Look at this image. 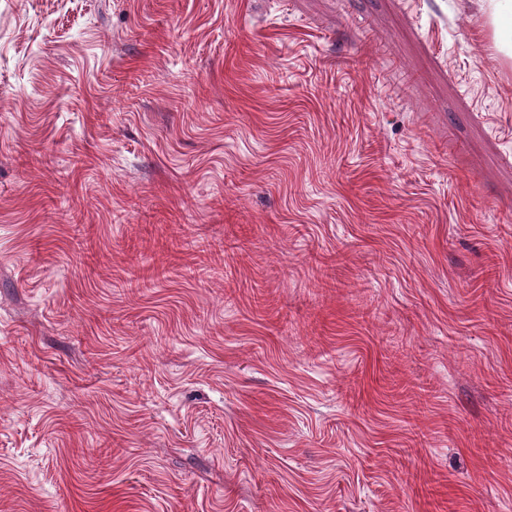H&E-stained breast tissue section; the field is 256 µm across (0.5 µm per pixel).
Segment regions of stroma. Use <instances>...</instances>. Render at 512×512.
<instances>
[{
  "instance_id": "1",
  "label": "stroma",
  "mask_w": 512,
  "mask_h": 512,
  "mask_svg": "<svg viewBox=\"0 0 512 512\" xmlns=\"http://www.w3.org/2000/svg\"><path fill=\"white\" fill-rule=\"evenodd\" d=\"M0 512H512L479 0H0Z\"/></svg>"
}]
</instances>
